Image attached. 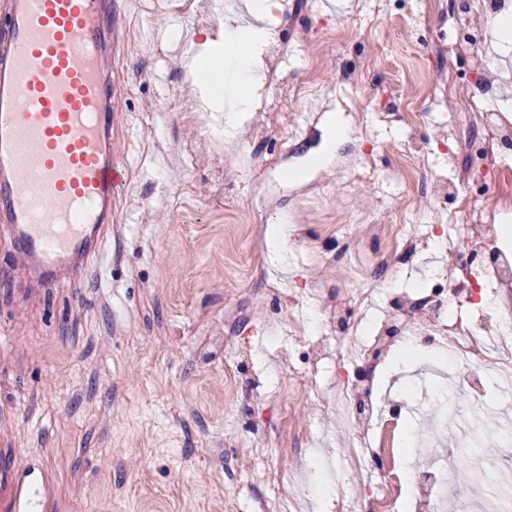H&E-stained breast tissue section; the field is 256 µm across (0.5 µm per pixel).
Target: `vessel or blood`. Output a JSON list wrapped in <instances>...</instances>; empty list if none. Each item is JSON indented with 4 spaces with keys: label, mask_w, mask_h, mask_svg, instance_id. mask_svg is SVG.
Masks as SVG:
<instances>
[{
    "label": "vessel or blood",
    "mask_w": 512,
    "mask_h": 512,
    "mask_svg": "<svg viewBox=\"0 0 512 512\" xmlns=\"http://www.w3.org/2000/svg\"><path fill=\"white\" fill-rule=\"evenodd\" d=\"M112 0H0V231L57 282L102 256L125 182L112 158ZM12 512H48L55 477L0 448Z\"/></svg>",
    "instance_id": "vessel-or-blood-1"
}]
</instances>
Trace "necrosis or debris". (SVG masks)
Masks as SVG:
<instances>
[{"label":"necrosis or debris","mask_w":512,"mask_h":512,"mask_svg":"<svg viewBox=\"0 0 512 512\" xmlns=\"http://www.w3.org/2000/svg\"><path fill=\"white\" fill-rule=\"evenodd\" d=\"M501 8L502 0H459L448 13V23L457 33L454 43L429 40L416 32L408 35L407 43L435 55L465 56L474 73H482L484 37L472 31L470 17L476 12L495 14ZM422 121V113H406L399 163L412 173L408 195L453 200L447 223L417 226L395 218L384 228L357 217L338 226L348 246H355L357 237L383 234L388 245L364 262L361 286L350 302L327 295L317 307V321L335 324V342L320 335L306 344L310 361L338 357L356 368L355 375H339L334 381L335 411L346 423L344 458L355 472L356 484L365 490L362 502L355 505L343 486H336L343 512H447L449 486L468 487L471 470L487 465L476 454L451 471L441 463L433 466L418 476L412 489L401 478L395 449L413 410L398 401L384 406L374 386L382 361L409 329L418 331L422 345L439 349L437 370L450 365L472 370L468 396L473 411H481L484 404V374L512 376V253L500 249L491 211L468 192L472 182L481 180L498 197L512 196V154L506 150L512 144V124L483 108L456 116L448 127V164L457 171L451 180L437 174L429 162V150L417 134ZM436 242L443 246L440 261L420 285L393 288L392 280ZM382 292L389 305L386 316L367 321V311Z\"/></svg>","instance_id":"necrosis-or-debris-1"}]
</instances>
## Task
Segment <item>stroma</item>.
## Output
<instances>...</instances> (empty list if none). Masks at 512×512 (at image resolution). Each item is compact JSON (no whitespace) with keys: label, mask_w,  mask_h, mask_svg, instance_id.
Listing matches in <instances>:
<instances>
[{"label":"stroma","mask_w":512,"mask_h":512,"mask_svg":"<svg viewBox=\"0 0 512 512\" xmlns=\"http://www.w3.org/2000/svg\"><path fill=\"white\" fill-rule=\"evenodd\" d=\"M305 2L285 86L305 76L308 37L342 24L351 36L319 65L315 96L282 98L272 113L252 109L229 140L202 131L184 58L186 36L200 42L218 28L202 26L191 0H112V155L126 184L112 202L105 260L85 262L63 286H43L19 271L0 232V448L21 461L40 455L54 471V512H225L228 496L239 512L260 499L272 512H338L319 485L279 506L282 467L302 469L309 453L339 456L343 422L329 407L335 362L299 360L289 336L301 323L273 287L350 295L352 269L375 245L343 251L332 218L392 214L401 197L383 182L344 193L340 160L366 153L393 168L397 114L422 82L453 78L458 95L432 107L422 129L443 167L449 113L495 111L512 98V49L489 37L477 91L465 57L398 54L414 15L429 37H452L421 0H350L347 9ZM314 108L321 118L298 144L302 115ZM338 113L349 130L331 143ZM277 116L293 118L294 138L276 132ZM245 153L260 165L272 153L288 157L270 171L265 198L251 180L224 184L225 168ZM316 182L322 193L305 200ZM283 222L294 237L280 273L266 229ZM289 369L300 380H283Z\"/></svg>","instance_id":"stroma-1"}]
</instances>
